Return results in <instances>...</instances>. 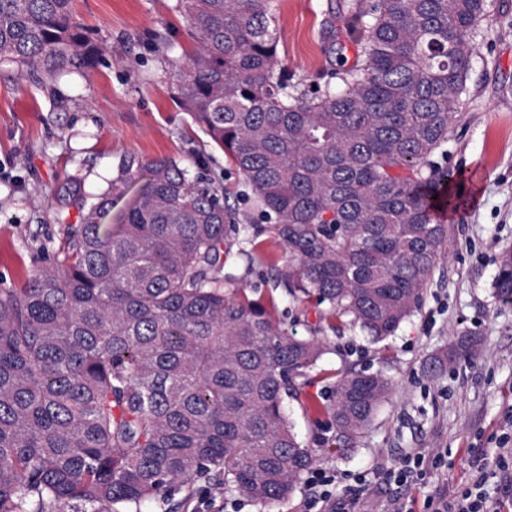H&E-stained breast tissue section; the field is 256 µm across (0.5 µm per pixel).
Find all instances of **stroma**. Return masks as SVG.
Returning a JSON list of instances; mask_svg holds the SVG:
<instances>
[{"instance_id": "stroma-1", "label": "stroma", "mask_w": 512, "mask_h": 512, "mask_svg": "<svg viewBox=\"0 0 512 512\" xmlns=\"http://www.w3.org/2000/svg\"><path fill=\"white\" fill-rule=\"evenodd\" d=\"M354 0H275L277 62L293 84L327 79V20L344 18ZM485 20L472 34L475 51L468 93L457 109L447 165L465 176V202L449 210L452 240L425 290L420 310L388 351L360 331L329 332L331 349L318 362L288 409L313 448L333 435L323 405L338 371L355 367L389 378L393 390L371 426L351 449L320 459L336 477L346 512H427L430 501L455 498L477 467L494 466L512 448V302L494 287L496 262L512 252V0H488ZM174 0H73V10L105 58L87 75L34 82L0 65V287L19 288L57 254L67 225L82 213L55 197L67 178L87 192L112 189L130 201L143 178L116 179L120 155L136 152L194 158L209 168L228 202L238 209L252 241L253 261L228 259L249 297L271 302L288 333L309 335L319 323L313 303L288 300L272 263L288 254L245 199V181L223 151L172 95L168 61L189 50L186 21ZM476 337L472 361L430 375L426 363L462 336ZM441 455L439 466L414 472L403 484H385L386 471L415 457ZM373 482L363 489L357 476ZM309 491L299 485L287 499L259 505L225 494L198 478L174 486L165 506L147 512H307Z\"/></svg>"}]
</instances>
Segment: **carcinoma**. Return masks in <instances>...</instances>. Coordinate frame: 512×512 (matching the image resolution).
<instances>
[{"label": "carcinoma", "instance_id": "carcinoma-1", "mask_svg": "<svg viewBox=\"0 0 512 512\" xmlns=\"http://www.w3.org/2000/svg\"><path fill=\"white\" fill-rule=\"evenodd\" d=\"M71 0H0V63L32 79L89 70L105 53ZM192 41L169 63L174 96L245 178L253 209L288 252L286 295L373 343L420 309L456 206L448 156L486 0H358L344 17L361 62L328 61L300 90L276 72L272 0H175ZM345 75L341 84L332 79ZM146 177L122 208L67 183L84 210L62 252L22 288H0V512H141L210 476L270 504L372 423L391 381L344 369L335 434L305 445L286 398L327 353L285 334L224 262L245 264L238 211L199 162L120 156ZM495 288L512 299V254ZM463 338L427 362L470 361Z\"/></svg>", "mask_w": 512, "mask_h": 512}]
</instances>
